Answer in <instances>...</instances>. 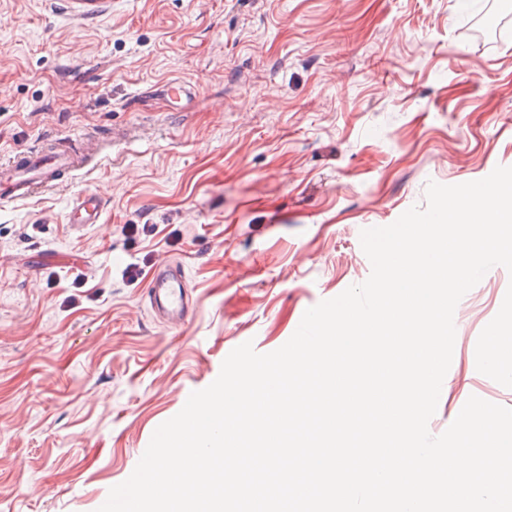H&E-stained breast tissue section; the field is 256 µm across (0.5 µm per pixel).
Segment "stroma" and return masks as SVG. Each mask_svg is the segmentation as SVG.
Masks as SVG:
<instances>
[{"instance_id": "1", "label": "stroma", "mask_w": 512, "mask_h": 512, "mask_svg": "<svg viewBox=\"0 0 512 512\" xmlns=\"http://www.w3.org/2000/svg\"><path fill=\"white\" fill-rule=\"evenodd\" d=\"M56 141L83 166L0 202V512H98L235 347L369 277L363 229L512 167V0H0V163ZM97 188L103 223H69ZM168 262L178 327L144 300ZM511 285L458 303L432 435L470 396L512 408L475 360Z\"/></svg>"}]
</instances>
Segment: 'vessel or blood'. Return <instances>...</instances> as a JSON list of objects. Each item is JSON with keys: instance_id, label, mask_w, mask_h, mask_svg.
<instances>
[{"instance_id": "obj_1", "label": "vessel or blood", "mask_w": 512, "mask_h": 512, "mask_svg": "<svg viewBox=\"0 0 512 512\" xmlns=\"http://www.w3.org/2000/svg\"><path fill=\"white\" fill-rule=\"evenodd\" d=\"M77 148L53 145L47 149L21 155L8 166H0V202L23 200L31 197L34 185L56 186L62 170L75 166ZM104 198L95 192L79 198L73 205L69 221L73 224H98L102 221ZM152 311L167 323L184 324L190 305L185 273L175 263L159 268L147 287Z\"/></svg>"}]
</instances>
